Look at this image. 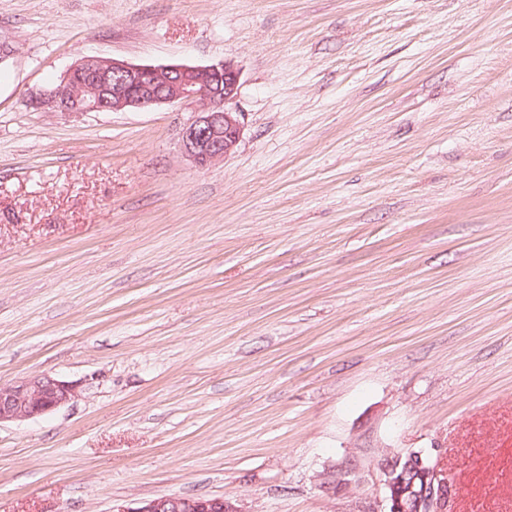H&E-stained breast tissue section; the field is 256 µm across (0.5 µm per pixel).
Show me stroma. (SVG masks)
Here are the masks:
<instances>
[{
  "mask_svg": "<svg viewBox=\"0 0 512 512\" xmlns=\"http://www.w3.org/2000/svg\"><path fill=\"white\" fill-rule=\"evenodd\" d=\"M0 39V383L77 392L0 425V512H370L406 448L512 512V0H0ZM89 55L234 62L237 148L28 105ZM111 512H237L221 497H189L182 495H164L147 500L142 506L128 508L112 507Z\"/></svg>",
  "mask_w": 512,
  "mask_h": 512,
  "instance_id": "stroma-1",
  "label": "stroma"
}]
</instances>
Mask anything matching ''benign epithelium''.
<instances>
[{"mask_svg": "<svg viewBox=\"0 0 512 512\" xmlns=\"http://www.w3.org/2000/svg\"><path fill=\"white\" fill-rule=\"evenodd\" d=\"M89 75L101 86L100 96L72 105L63 86L77 75ZM240 71L231 61L208 66L183 63L132 64L115 58L86 56L64 74L61 85L30 97V105L48 112H121L150 110L181 103L193 107L182 126L183 156L203 169L234 152L242 135L241 114L231 104L238 96ZM76 396L69 382L43 374L0 384V424L50 413ZM376 491H384L372 512H445L453 485L439 458L408 448L376 462ZM111 512H235L222 497L164 495L142 506H118Z\"/></svg>", "mask_w": 512, "mask_h": 512, "instance_id": "obj_1", "label": "benign epithelium"}]
</instances>
